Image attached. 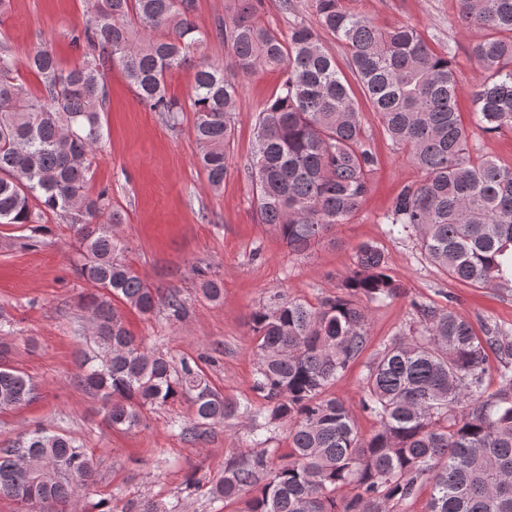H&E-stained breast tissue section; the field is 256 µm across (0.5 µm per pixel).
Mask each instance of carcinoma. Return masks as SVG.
<instances>
[{
  "mask_svg": "<svg viewBox=\"0 0 512 512\" xmlns=\"http://www.w3.org/2000/svg\"><path fill=\"white\" fill-rule=\"evenodd\" d=\"M314 3L321 29L347 51L344 70L312 28L299 23L285 41L257 22L261 0H229L217 35L234 69L195 64L190 99L197 160L211 187L227 175L237 77L280 70L255 124L251 180L259 222L291 250L307 251L357 215L379 164L359 90L392 144L409 149L425 173L398 192L384 215L388 233L415 235L457 282L512 286V166L472 155L454 57L415 26L381 29L344 0ZM195 7L196 0H90L89 23L70 34L84 47L80 65L62 69L47 43L28 54L38 95L0 44V224L36 232L52 214L74 229L76 273L94 288L82 301L92 336L78 382L101 401L107 423L136 429L145 410L184 397L192 419L180 434L196 442L234 418L241 402L217 392L197 362L174 367L127 329L114 301L148 316L160 297L122 259V218L107 192H88L107 70L120 67L141 101L169 126L180 124L183 107L167 95V76L192 64L209 40ZM459 20L477 33L470 51L483 72L472 91L478 127L512 131V0H459ZM341 288L317 307L282 297L250 314L252 390L262 400L253 417L288 424L289 452L273 467L263 454L227 463L212 493L226 504L248 494L242 512H396L427 485V512H512V336L496 325L477 331L449 305L414 303L416 324L380 350L360 381V406L378 421L365 436L329 390L366 347L369 304L405 294V285L390 274L388 254L364 243ZM200 292L218 301L223 282L206 278ZM165 308L176 320L186 313L176 291ZM491 354L500 378L493 393L482 384ZM37 396L29 375L0 362L1 412ZM95 473L79 440L43 427L0 446V496L41 512H79L77 489Z\"/></svg>",
  "mask_w": 512,
  "mask_h": 512,
  "instance_id": "obj_1",
  "label": "carcinoma"
}]
</instances>
